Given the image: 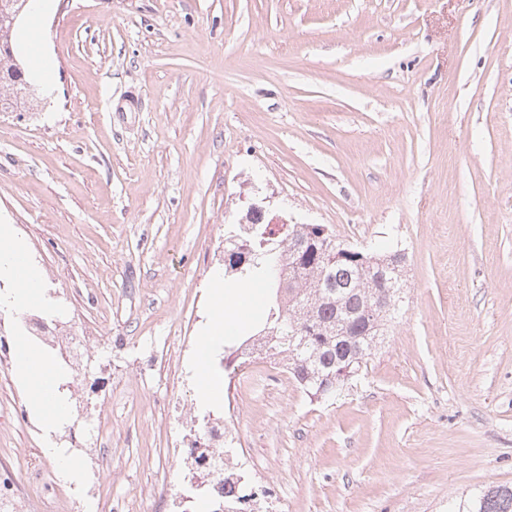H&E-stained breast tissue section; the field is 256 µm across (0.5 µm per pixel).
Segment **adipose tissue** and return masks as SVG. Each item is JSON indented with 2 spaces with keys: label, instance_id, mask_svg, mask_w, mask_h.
I'll use <instances>...</instances> for the list:
<instances>
[{
  "label": "adipose tissue",
  "instance_id": "ef3b65f1",
  "mask_svg": "<svg viewBox=\"0 0 512 512\" xmlns=\"http://www.w3.org/2000/svg\"><path fill=\"white\" fill-rule=\"evenodd\" d=\"M24 247L15 238L8 225H0V280L14 282L13 291L0 294V308L14 312L25 309L29 299L25 288L16 284L18 273L15 258L22 254ZM251 294L247 288H228L224 285L223 277H215L211 291L213 315L209 327L202 336L198 347V385L201 393L208 398H215L217 391L212 385L208 371L211 352L231 340L233 327L238 317V311ZM20 356L16 361V370L25 380L28 387V404L30 409L45 419L48 424H56L67 419L68 411L59 395H47L43 389L40 373L47 365L45 355L29 346L25 341L16 345Z\"/></svg>",
  "mask_w": 512,
  "mask_h": 512
}]
</instances>
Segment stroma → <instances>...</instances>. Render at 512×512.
Listing matches in <instances>:
<instances>
[{
	"mask_svg": "<svg viewBox=\"0 0 512 512\" xmlns=\"http://www.w3.org/2000/svg\"><path fill=\"white\" fill-rule=\"evenodd\" d=\"M40 26L53 69L0 112V225L96 340L51 429L0 317V493L184 512L175 450L207 415L234 430L225 465L288 512H442L512 486V0H48ZM254 202L404 253L406 298L332 398L215 350L229 418L195 361Z\"/></svg>",
	"mask_w": 512,
	"mask_h": 512,
	"instance_id": "1",
	"label": "stroma"
}]
</instances>
